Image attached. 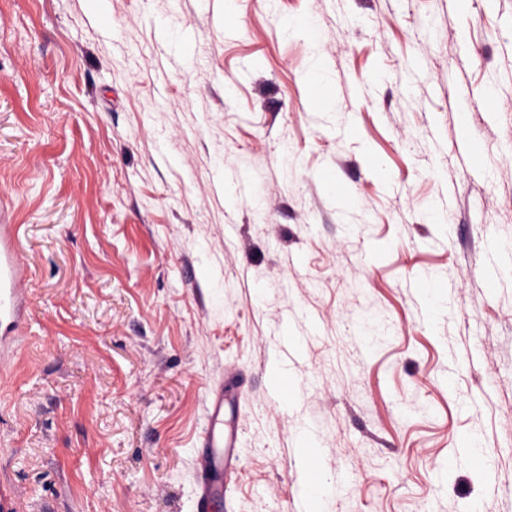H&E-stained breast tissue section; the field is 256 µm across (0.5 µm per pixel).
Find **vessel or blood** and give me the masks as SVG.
Returning <instances> with one entry per match:
<instances>
[{"label":"vessel or blood","mask_w":512,"mask_h":512,"mask_svg":"<svg viewBox=\"0 0 512 512\" xmlns=\"http://www.w3.org/2000/svg\"><path fill=\"white\" fill-rule=\"evenodd\" d=\"M19 227L0 224V360L9 356L25 333L29 319V299L22 287L25 262L17 247ZM237 382L225 374L224 387L209 400L207 421L201 436L197 469L201 494L197 512H210L215 499L223 497L225 484L236 473L239 429L225 416V399L232 396ZM306 480L302 503L304 512H318L321 485L316 480V463L305 461Z\"/></svg>","instance_id":"obj_1"}]
</instances>
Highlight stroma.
Here are the masks:
<instances>
[{"label": "stroma", "mask_w": 512, "mask_h": 512, "mask_svg": "<svg viewBox=\"0 0 512 512\" xmlns=\"http://www.w3.org/2000/svg\"><path fill=\"white\" fill-rule=\"evenodd\" d=\"M110 2L103 27L90 0H0V221L31 302L0 481L25 512H195L232 372L213 512H295L305 425L324 512H512V264L484 282L512 248V0ZM237 382L231 373L224 375V388L209 400L207 421L201 436L197 469L201 494L197 512H210L215 499L224 497L225 483L237 472L239 429L225 416L224 396L231 397Z\"/></svg>", "instance_id": "obj_1"}]
</instances>
